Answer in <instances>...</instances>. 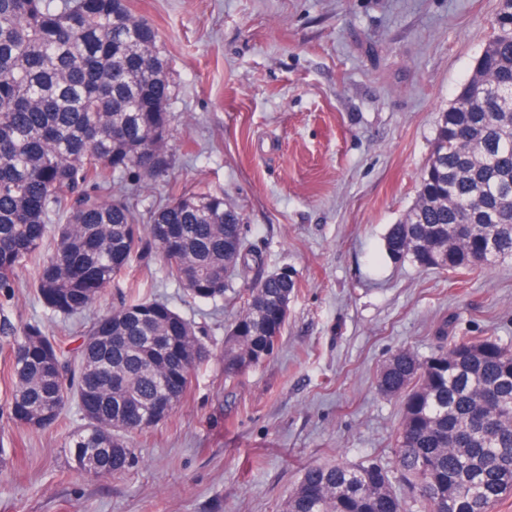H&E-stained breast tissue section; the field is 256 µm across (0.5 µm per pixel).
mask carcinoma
Returning a JSON list of instances; mask_svg holds the SVG:
<instances>
[{
	"label": "carcinoma",
	"instance_id": "1",
	"mask_svg": "<svg viewBox=\"0 0 512 512\" xmlns=\"http://www.w3.org/2000/svg\"><path fill=\"white\" fill-rule=\"evenodd\" d=\"M158 30L128 0H0V302L22 270L53 313L71 317L146 251L194 303H216L228 274L259 263L241 214L208 191L171 198L142 230L129 198H103L110 178L146 184L170 165L168 64ZM487 94L477 99L471 87ZM67 212L52 254L51 215ZM385 251L422 269L473 270L512 259V15H497L470 78L442 113L417 200L388 230ZM293 272L257 280L224 340V372L272 357L288 318ZM425 358L403 348L378 388L402 402L378 461L309 465L282 512H494L512 493V347L448 338ZM78 361L56 337H14L10 418L35 431L77 404V467L101 475L134 461L125 436L155 424L159 395L179 407L211 357L194 324L169 303L129 298L80 336Z\"/></svg>",
	"mask_w": 512,
	"mask_h": 512
}]
</instances>
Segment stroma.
<instances>
[{"label": "stroma", "instance_id": "obj_1", "mask_svg": "<svg viewBox=\"0 0 512 512\" xmlns=\"http://www.w3.org/2000/svg\"><path fill=\"white\" fill-rule=\"evenodd\" d=\"M169 63L171 166L129 195L140 224L200 188L241 214L258 269L223 302L191 303L153 254L91 308L62 318L20 287L0 332V512H281L305 467L386 460L401 418L377 375L396 351L430 356L434 327L512 344V260L458 274L391 260L390 226L413 207L442 112L471 76L500 0H130ZM298 287L279 347L224 375V338L258 273ZM163 299L211 358L170 417L131 435L135 461L96 477L70 458L68 404L33 431L6 410L13 336L66 340L125 296Z\"/></svg>", "mask_w": 512, "mask_h": 512}]
</instances>
